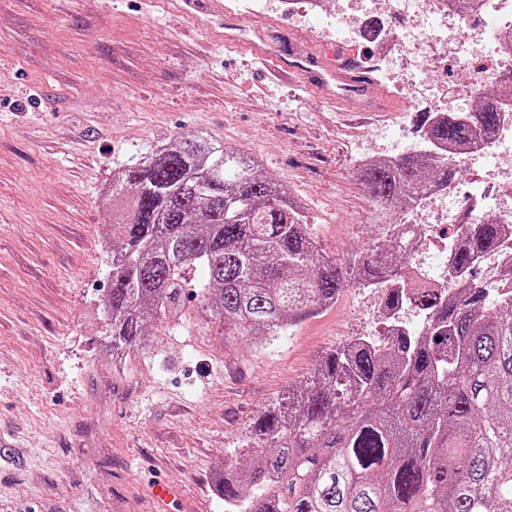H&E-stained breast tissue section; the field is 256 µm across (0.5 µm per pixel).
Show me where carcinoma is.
Returning <instances> with one entry per match:
<instances>
[{
  "label": "carcinoma",
  "mask_w": 512,
  "mask_h": 512,
  "mask_svg": "<svg viewBox=\"0 0 512 512\" xmlns=\"http://www.w3.org/2000/svg\"><path fill=\"white\" fill-rule=\"evenodd\" d=\"M364 39L385 31L360 21ZM464 112H429L421 136L489 146L500 129L494 96ZM256 158L208 136L174 138L112 176L117 241L99 300L108 351L125 359L151 320L197 314L265 346L336 303L356 284L383 289L385 331L328 352L288 392L283 410L254 422L250 461L224 468V512H512V262L492 281L477 265L512 224L492 215L461 225L448 293L405 292L407 238L392 216L448 187L451 160L409 152L358 166L374 234L342 259L326 257L288 186ZM406 307L417 330L390 328Z\"/></svg>",
  "instance_id": "obj_1"
}]
</instances>
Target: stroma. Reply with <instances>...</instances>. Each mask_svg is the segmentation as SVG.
Here are the masks:
<instances>
[{
	"label": "stroma",
	"instance_id": "obj_1",
	"mask_svg": "<svg viewBox=\"0 0 512 512\" xmlns=\"http://www.w3.org/2000/svg\"><path fill=\"white\" fill-rule=\"evenodd\" d=\"M259 30L276 57L376 48L282 0H0V512H224L215 475L258 417L325 352L378 335L377 293L351 286L263 348L205 324L189 299L182 320L150 322L122 367L106 354L114 173L206 132L288 183L340 259L373 233L359 156L384 153L391 129L417 142L423 113L466 111L477 94L453 58L405 44L394 79L364 94L401 106L349 123L335 91L271 76L248 49ZM418 69L425 83H411Z\"/></svg>",
	"mask_w": 512,
	"mask_h": 512
}]
</instances>
